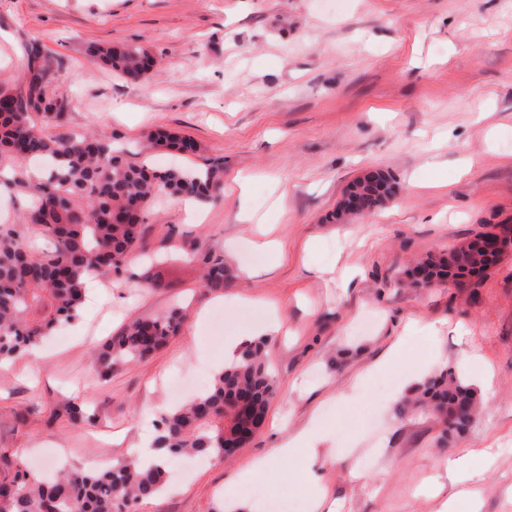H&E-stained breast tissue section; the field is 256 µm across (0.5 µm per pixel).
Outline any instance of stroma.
Segmentation results:
<instances>
[{"mask_svg": "<svg viewBox=\"0 0 512 512\" xmlns=\"http://www.w3.org/2000/svg\"><path fill=\"white\" fill-rule=\"evenodd\" d=\"M35 37L60 66L61 129L114 133L133 164L223 160L224 192L156 200L143 226L156 257L101 272L66 344L50 336L0 361L1 450L77 469L138 456L173 405L169 382L215 374L225 340L273 314L282 328L264 359L277 390L262 428L134 512H268L283 492L305 503L308 469L324 512H438L452 493L438 461L471 451L490 457L465 485L480 512H512V252L469 288L404 284L412 260L512 224V0H0L1 85H20ZM91 43L145 47L155 70L130 82L90 65ZM154 129L190 136L199 153L150 148ZM369 170L396 194L338 221L343 192ZM183 240L195 256L176 251ZM268 240L280 253L257 250ZM207 256L231 272L223 292L203 286ZM176 306L179 334L101 377L97 347ZM396 345L401 362L378 370ZM445 368L494 391L443 446L433 417L397 408ZM71 400L87 422L61 416ZM309 427L316 449H295L260 494L226 497Z\"/></svg>", "mask_w": 512, "mask_h": 512, "instance_id": "35a3bbf8", "label": "stroma"}]
</instances>
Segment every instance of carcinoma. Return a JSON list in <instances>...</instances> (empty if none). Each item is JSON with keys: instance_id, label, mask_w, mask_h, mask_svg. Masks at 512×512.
Segmentation results:
<instances>
[{"instance_id": "obj_1", "label": "carcinoma", "mask_w": 512, "mask_h": 512, "mask_svg": "<svg viewBox=\"0 0 512 512\" xmlns=\"http://www.w3.org/2000/svg\"><path fill=\"white\" fill-rule=\"evenodd\" d=\"M23 83L0 87V194L22 205L20 221L0 224V361L29 354L54 328L75 319L86 297L88 278L116 270L143 245L141 226L151 200L159 195L215 200L224 185V163L159 171L126 161L112 137L98 132L51 135L61 125L64 99L55 87V65L41 44L26 48ZM88 61L105 64L136 83L154 68L139 46H91ZM154 148L195 154L191 138L151 132ZM394 185L386 175L364 195L370 210L386 204ZM53 241L49 253L35 252V237ZM499 258L465 242L417 261L436 284L463 286L465 274L483 275ZM205 287L224 290V260L208 261ZM186 317L174 308L155 318L135 320L95 352L101 374L125 363L151 358L181 328ZM264 342L247 343L216 372L210 388L162 417L153 460L118 462L103 470L60 468L40 476L0 452V512H130L165 489L163 475L184 455L222 459L226 448H241L262 427L276 384L262 359ZM416 395L397 408L403 416L419 410L441 425L437 441L467 433L479 414L477 391L442 371L425 379Z\"/></svg>"}]
</instances>
